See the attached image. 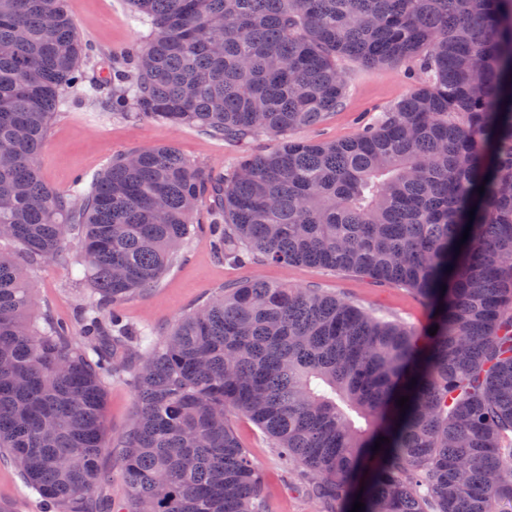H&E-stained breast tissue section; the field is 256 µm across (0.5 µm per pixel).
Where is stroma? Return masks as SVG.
Returning a JSON list of instances; mask_svg holds the SVG:
<instances>
[{
    "instance_id": "obj_1",
    "label": "stroma",
    "mask_w": 512,
    "mask_h": 512,
    "mask_svg": "<svg viewBox=\"0 0 512 512\" xmlns=\"http://www.w3.org/2000/svg\"><path fill=\"white\" fill-rule=\"evenodd\" d=\"M70 12L81 40L89 49L85 64L94 74L108 73L118 53L137 41L142 32L132 20L129 0H70ZM347 70L348 86L342 105L326 114L318 125L293 131V139L353 137L361 122L371 121L409 89L407 73L402 68L370 69L351 63ZM65 98L40 156L44 182L59 192L71 188L78 177L101 173L113 157L128 151L171 146L217 179L242 155L266 153L280 144L279 137L265 133L243 143L221 140L193 126L109 116L103 114L101 107L76 103L71 92ZM79 251L78 240H71L64 258L38 264L30 273L40 307L69 322L76 335L81 332L76 307L85 302L88 294ZM257 279L318 288L417 329L429 320L428 309L411 290L403 287L379 286L356 274L342 275L307 265L284 267L266 262L241 264L217 260L201 224L181 245L176 259L156 285L125 301L122 310L129 322L161 337L181 315L211 298L217 288ZM105 391V426L109 440L115 442L133 418L135 392L125 378L109 379ZM232 421L241 445L264 478L275 512H315L307 482L286 474L276 449L261 429L240 415L233 416ZM1 503L8 505L10 512H41L37 497L2 455Z\"/></svg>"
}]
</instances>
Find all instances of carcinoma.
Wrapping results in <instances>:
<instances>
[{"label": "carcinoma", "instance_id": "obj_1", "mask_svg": "<svg viewBox=\"0 0 512 512\" xmlns=\"http://www.w3.org/2000/svg\"><path fill=\"white\" fill-rule=\"evenodd\" d=\"M130 2L147 33L101 78L80 70L67 0H0V239L19 247L0 249V453L44 512H96L103 383L125 376L116 512H269L234 415L312 475L321 512L358 494L363 512H512V0ZM348 62L425 80L349 139L288 138L342 105ZM71 88L135 120L284 141L222 180L170 146L127 152L60 194L38 155ZM203 207L218 256L408 288L428 328L254 280L161 339L133 329L117 305L158 282ZM75 234L79 342L21 272Z\"/></svg>", "mask_w": 512, "mask_h": 512}]
</instances>
